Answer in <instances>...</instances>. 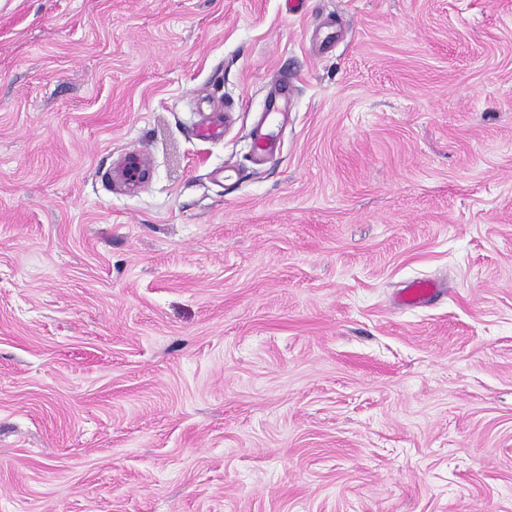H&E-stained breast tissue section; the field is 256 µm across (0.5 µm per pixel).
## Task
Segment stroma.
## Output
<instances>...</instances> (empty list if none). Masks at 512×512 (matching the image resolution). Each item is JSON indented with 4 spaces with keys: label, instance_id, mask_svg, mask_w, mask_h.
<instances>
[{
    "label": "stroma",
    "instance_id": "stroma-1",
    "mask_svg": "<svg viewBox=\"0 0 512 512\" xmlns=\"http://www.w3.org/2000/svg\"><path fill=\"white\" fill-rule=\"evenodd\" d=\"M0 512H512V0H0Z\"/></svg>",
    "mask_w": 512,
    "mask_h": 512
}]
</instances>
